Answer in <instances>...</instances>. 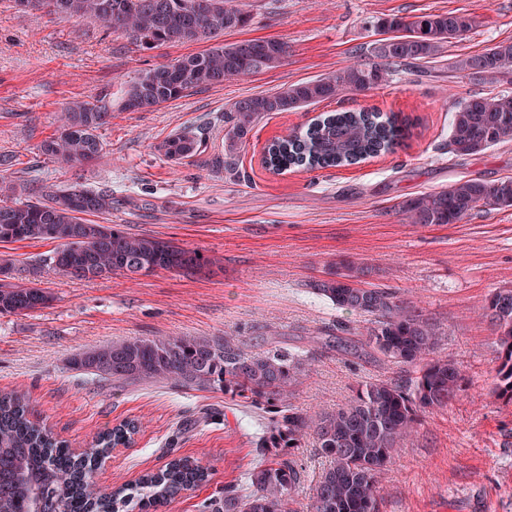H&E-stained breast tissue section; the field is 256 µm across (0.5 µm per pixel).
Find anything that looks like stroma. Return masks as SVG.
<instances>
[{
  "instance_id": "stroma-1",
  "label": "stroma",
  "mask_w": 512,
  "mask_h": 512,
  "mask_svg": "<svg viewBox=\"0 0 512 512\" xmlns=\"http://www.w3.org/2000/svg\"><path fill=\"white\" fill-rule=\"evenodd\" d=\"M240 5L252 22L225 33V41L283 40L289 53L279 67L152 111L113 110L100 131L105 154L70 168L38 146L73 101L104 90L120 100L142 71L203 46L145 49L104 23L60 20L0 0V154L13 159L0 179L14 186V200L74 181L106 189L112 211L101 223L169 239L215 260L209 274L198 276L45 274L42 285L53 297L47 307L0 315V392L25 394L34 420L77 454L90 451L99 434L135 423L131 445L113 449L109 462L94 470L96 483L108 490L131 485L189 458L207 468L209 480L181 493L164 512H201L207 497L247 485L266 460L260 438L269 412L166 381L116 382L75 368L72 355L132 338L224 334L260 353L275 338L286 351L309 358L292 403L310 412L336 410L361 382L403 374L371 349L349 354L327 346L341 335L361 340L366 334L364 318L310 289L332 265L351 260L370 269L364 287L390 289L423 310L439 332L437 356L454 362L462 377L457 398L422 413L416 433L383 471L380 512H512V403L490 392L495 335L481 316L493 290L512 289V207L482 208L458 224H411L402 212L408 199L461 180L512 177V143L464 157L449 146L461 99L493 90L471 83L452 64L512 40V0ZM438 11L465 12L477 23L438 58L401 67L389 82L343 104L410 118L412 135L393 153L350 168L265 171L266 143L340 105L324 101L260 120L247 138L240 175L215 163L224 112L234 101L367 62L379 17ZM185 128L204 141L200 154L177 164L156 152V144ZM294 454L303 473L295 507L310 512L312 488L327 461L309 439Z\"/></svg>"
}]
</instances>
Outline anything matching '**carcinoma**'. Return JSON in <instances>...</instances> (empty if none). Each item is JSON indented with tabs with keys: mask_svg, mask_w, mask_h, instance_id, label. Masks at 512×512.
<instances>
[{
	"mask_svg": "<svg viewBox=\"0 0 512 512\" xmlns=\"http://www.w3.org/2000/svg\"><path fill=\"white\" fill-rule=\"evenodd\" d=\"M36 0L34 10L59 19L101 21L145 48L161 44L213 42L139 74L121 99L137 100L147 111L218 86L229 79L279 66L288 44L279 39L231 43L224 33L246 27L251 15L232 0ZM475 19L463 13L392 14L376 22L386 44L368 48V62L290 84L274 93L240 99L224 112V163L235 164L254 124L275 112L365 92L388 82L394 67L435 58L445 44L463 39ZM455 68L476 83L492 79L512 85V41L460 58ZM112 119V96L73 103L53 134L40 144L43 155L78 167L105 151L98 130ZM411 124L375 109L323 112L304 130L274 139L265 165L275 174L360 164L410 138ZM512 142V92L462 99L451 125L450 145L458 156ZM202 140L185 128L155 146L179 163L194 156ZM14 187L0 186V242H51L55 247L22 267L27 283L10 282L12 259L0 261V314L20 315L44 308L52 296L37 286L49 270L60 276L96 278L119 274L136 279L161 270L195 275L215 264L203 253L173 241L131 233L119 224H99L91 217L112 211V192L79 184L44 188L31 202H12ZM482 207H512V177L494 183L468 179L407 200L403 212L412 224H458ZM359 267L341 262L313 290L337 308L367 318V343L382 357L405 367L402 380L361 383L336 410L309 414L293 405L292 388L305 372L306 359L271 348L248 352L228 334L206 338L181 336L135 339L75 353L72 364L115 381L165 380L175 386L221 391L257 408L273 411L262 437L271 459L251 475L250 491L232 488L205 505V512H295L292 494L301 469L292 448L313 437L329 460L313 489L312 512H378V476L396 448L416 430L420 413L448 405L460 390L456 364L434 356L439 334L433 322L411 303L384 288L358 286ZM483 316L494 327L499 364L492 394L512 402V289L492 291ZM128 424L100 436L96 449L79 463L65 442L31 419L28 402L18 393L0 394V512H120L136 502L139 512H159L183 491L208 481L207 469L187 458L142 475L137 483L99 495L92 480L95 454L116 446Z\"/></svg>",
	"mask_w": 512,
	"mask_h": 512,
	"instance_id": "carcinoma-1",
	"label": "carcinoma"
}]
</instances>
